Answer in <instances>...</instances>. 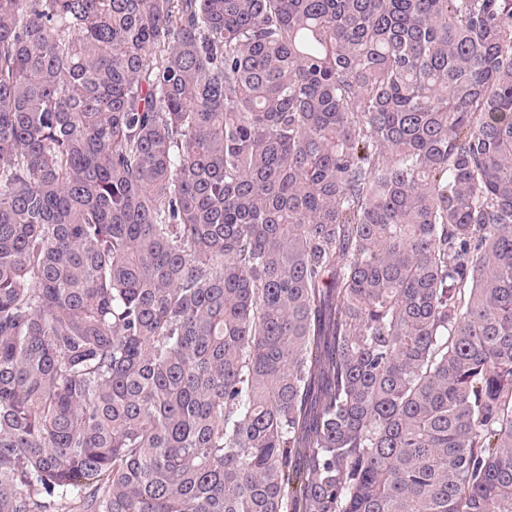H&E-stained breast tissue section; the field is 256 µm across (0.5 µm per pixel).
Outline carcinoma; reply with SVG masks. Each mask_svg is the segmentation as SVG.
Returning a JSON list of instances; mask_svg holds the SVG:
<instances>
[{"label": "carcinoma", "mask_w": 512, "mask_h": 512, "mask_svg": "<svg viewBox=\"0 0 512 512\" xmlns=\"http://www.w3.org/2000/svg\"><path fill=\"white\" fill-rule=\"evenodd\" d=\"M0 512H512V0H0Z\"/></svg>", "instance_id": "obj_1"}]
</instances>
